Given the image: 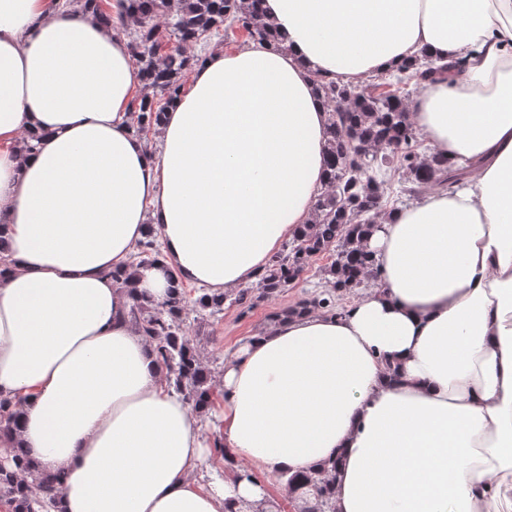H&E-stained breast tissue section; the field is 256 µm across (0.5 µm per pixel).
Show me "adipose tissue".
<instances>
[{"mask_svg": "<svg viewBox=\"0 0 512 512\" xmlns=\"http://www.w3.org/2000/svg\"><path fill=\"white\" fill-rule=\"evenodd\" d=\"M263 8L284 49L209 55L152 144L129 129L143 82L124 38L52 0H0V394L21 402L0 449L64 475L55 512H268L265 487L191 480L212 449L130 306L255 281L325 187L316 75L424 51L466 68L410 119L472 174L382 212L362 241L381 279L344 312L269 322L225 359L222 439L274 476L339 459L335 512H512V0ZM150 229L162 259L130 295L110 273Z\"/></svg>", "mask_w": 512, "mask_h": 512, "instance_id": "adipose-tissue-1", "label": "adipose tissue"}]
</instances>
